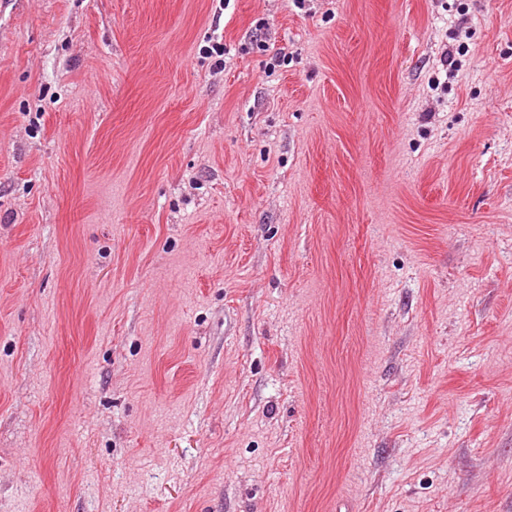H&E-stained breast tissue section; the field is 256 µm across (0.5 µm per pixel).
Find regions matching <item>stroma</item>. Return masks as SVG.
Instances as JSON below:
<instances>
[{
	"instance_id": "35a3bbf8",
	"label": "stroma",
	"mask_w": 512,
	"mask_h": 512,
	"mask_svg": "<svg viewBox=\"0 0 512 512\" xmlns=\"http://www.w3.org/2000/svg\"><path fill=\"white\" fill-rule=\"evenodd\" d=\"M0 512H512V0H0Z\"/></svg>"
}]
</instances>
